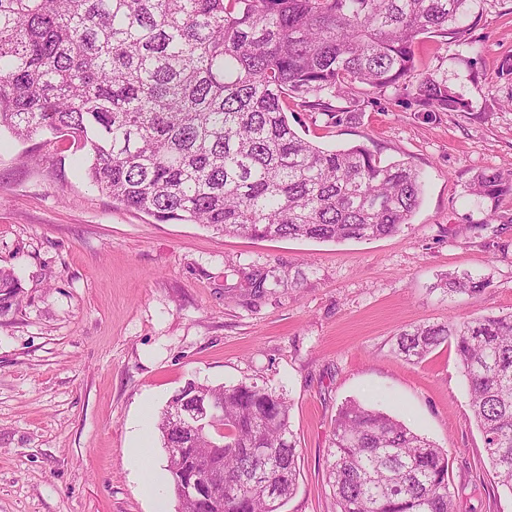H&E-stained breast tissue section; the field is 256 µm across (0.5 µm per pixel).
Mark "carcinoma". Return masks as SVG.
<instances>
[{
  "instance_id": "carcinoma-1",
  "label": "carcinoma",
  "mask_w": 512,
  "mask_h": 512,
  "mask_svg": "<svg viewBox=\"0 0 512 512\" xmlns=\"http://www.w3.org/2000/svg\"><path fill=\"white\" fill-rule=\"evenodd\" d=\"M480 0H0V129L48 132L88 149L87 176L112 201L161 223L255 239L371 240L399 232L420 202L418 170L355 145L328 150L288 120V101L334 127L384 102L431 121L467 108L433 72L414 76L419 36L456 42ZM345 105L339 106L337 102ZM472 193H512L484 172ZM489 282L450 274L449 293ZM21 285L0 267V316ZM454 345L494 484L512 494V313L416 326L397 350L419 361ZM223 417L202 431L157 422L179 512H281L299 448L285 397L257 384L189 381ZM263 452L257 453L255 449ZM224 470V502L183 497V473ZM336 512H458L448 451L356 402L338 411L327 466Z\"/></svg>"
}]
</instances>
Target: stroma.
<instances>
[{
  "label": "stroma",
  "mask_w": 512,
  "mask_h": 512,
  "mask_svg": "<svg viewBox=\"0 0 512 512\" xmlns=\"http://www.w3.org/2000/svg\"><path fill=\"white\" fill-rule=\"evenodd\" d=\"M512 0H482L466 44L421 37L417 69L440 71L469 103L425 122L392 105L335 127L299 113L326 149L404 160L423 193L408 225L373 240H260L162 224L112 202L85 175V152L40 134L0 132V267L23 299L0 316V512H152L134 474L137 430L167 453L160 415L188 381L257 383L290 403L301 476L284 512H336L325 481L334 419L349 400L446 448L458 512H512L496 489L455 350L422 362L397 335L452 316L512 313V195L479 199L484 171L512 173ZM487 278L474 298L438 284ZM266 275L261 296L246 277Z\"/></svg>",
  "instance_id": "35a3bbf8"
}]
</instances>
